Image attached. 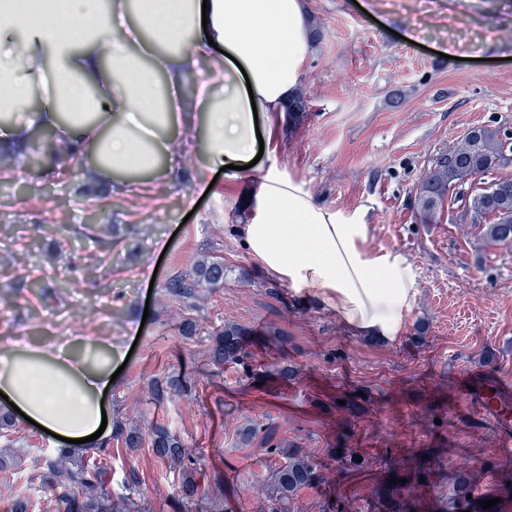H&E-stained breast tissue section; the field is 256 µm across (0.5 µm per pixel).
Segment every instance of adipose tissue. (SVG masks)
<instances>
[{
	"label": "adipose tissue",
	"mask_w": 512,
	"mask_h": 512,
	"mask_svg": "<svg viewBox=\"0 0 512 512\" xmlns=\"http://www.w3.org/2000/svg\"><path fill=\"white\" fill-rule=\"evenodd\" d=\"M0 0V175L26 171L39 132L61 154L77 152L80 179L134 193L184 174L182 147L198 176L226 179L273 142L278 118L300 88L312 47L306 0ZM84 36L59 34L62 15ZM228 53L202 71L210 43ZM40 111H27L32 97ZM254 264L272 281L332 310L346 325L398 339L416 305L408 258L367 246V227L321 202L276 166L260 170L253 205L238 226ZM123 353L110 340L0 346V393L51 432L95 433Z\"/></svg>",
	"instance_id": "1"
}]
</instances>
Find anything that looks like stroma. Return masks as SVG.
<instances>
[{"label": "stroma", "instance_id": "1", "mask_svg": "<svg viewBox=\"0 0 512 512\" xmlns=\"http://www.w3.org/2000/svg\"><path fill=\"white\" fill-rule=\"evenodd\" d=\"M321 30L303 84L310 112L281 125L274 163L323 203L361 217L371 249H396L410 261L416 306L400 337L369 338L336 314L268 279L235 227L256 185L255 169L214 186L197 181L185 154L177 183L142 195L85 190L82 159L59 160L62 175L40 167L0 178V337L66 344L70 327L108 336L130 358L109 397L112 416L141 431L165 424L201 455L205 490L222 485V512H268L267 479L281 457L262 437L238 442L244 426L276 427L282 445L301 448L323 482L302 489L290 512H389L394 498L418 512H448L461 489L498 499L512 512V450L471 406V389L512 377V246H488L463 215L456 188L433 224L415 209L417 185L436 158L475 126L512 131V0H307ZM468 30L494 38L473 60L440 57L442 42ZM105 226L79 235L88 215ZM210 256L224 260V286L199 289L191 302L166 282ZM156 269L155 280L144 268ZM40 280L43 292L30 290ZM142 324L141 334L127 332ZM196 333L184 335L185 323ZM227 323L249 329L250 376L209 365L210 333ZM294 367L290 380L281 368ZM169 376L184 389L152 400ZM19 461L0 472V512L58 444L16 424L0 448ZM362 459L338 470L334 449ZM421 468L422 482L390 477ZM152 512H171L178 476L148 448L113 444L107 488Z\"/></svg>", "mask_w": 512, "mask_h": 512}]
</instances>
